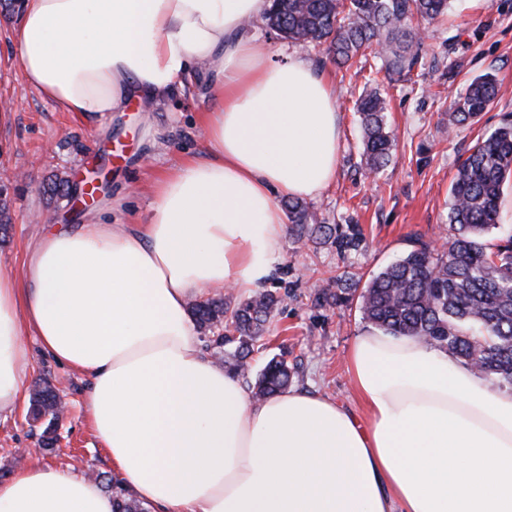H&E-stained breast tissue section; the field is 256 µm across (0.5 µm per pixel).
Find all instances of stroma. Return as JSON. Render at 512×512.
Masks as SVG:
<instances>
[{"mask_svg":"<svg viewBox=\"0 0 512 512\" xmlns=\"http://www.w3.org/2000/svg\"><path fill=\"white\" fill-rule=\"evenodd\" d=\"M14 15L0 11V168L18 173L7 193L11 217L0 230V272L21 274L26 251L48 227L70 224L69 204L51 198L45 188L65 173L84 184L109 180L108 194L128 191L115 224H132L146 214L156 179L190 157L201 154L208 109L202 79L186 96H174L153 108L104 117L95 124L58 109L25 80L12 53ZM419 59L410 78L378 80L387 101V121L395 151L387 167L371 175L359 165L360 118L356 102L381 59L363 68L337 67L324 51L307 55L327 72L336 92L341 137L336 179L304 204L327 224L360 225L362 248L343 256L334 248L295 242L285 236L280 254L282 274L269 290L285 299L284 307L256 343L249 361L259 371L267 360L284 356L295 370L293 388L317 392L361 413L347 354L356 337L372 331L359 308L362 285L394 262L414 239L447 242L448 191L458 167L481 136L512 114V0H451L442 20L418 25ZM492 74L500 85L495 103L479 121L449 126L453 103L477 76ZM352 279L353 287L337 305H318L316 286ZM30 353L26 385L51 382L67 407L59 424L61 440L53 451L38 450L41 425L26 423L27 404L0 421V482L32 463L69 469L80 475L111 474L109 459L89 422L85 377L44 353L34 336H25ZM28 456H18V449Z\"/></svg>","mask_w":512,"mask_h":512,"instance_id":"obj_1","label":"stroma"}]
</instances>
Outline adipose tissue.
Returning a JSON list of instances; mask_svg holds the SVG:
<instances>
[{"instance_id": "obj_1", "label": "adipose tissue", "mask_w": 512, "mask_h": 512, "mask_svg": "<svg viewBox=\"0 0 512 512\" xmlns=\"http://www.w3.org/2000/svg\"><path fill=\"white\" fill-rule=\"evenodd\" d=\"M269 0H23L13 54L62 111L95 121L183 93L203 66L206 143L118 229L123 194L0 273V418L24 398L32 333L87 378L95 437L153 512H512V390L412 336L366 332L348 354L364 406L306 390L267 399L205 356L189 306L279 276L287 218L336 177L341 136L325 71L246 34ZM0 512H112L97 482L33 464Z\"/></svg>"}]
</instances>
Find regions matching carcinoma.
Masks as SVG:
<instances>
[{
  "mask_svg": "<svg viewBox=\"0 0 512 512\" xmlns=\"http://www.w3.org/2000/svg\"><path fill=\"white\" fill-rule=\"evenodd\" d=\"M450 0H273L267 25L293 43L326 46L336 64L374 54L391 80L409 76L418 60L419 29L411 19L433 21L448 11ZM494 76L472 80L467 93L448 114L452 126L473 122L496 100ZM363 151L360 165L379 172L390 161L393 140L387 131L386 100L373 87L357 101ZM512 177V119L504 121L470 148L450 188L448 221L453 235L439 250L422 240L396 262L373 275L360 294L364 318L391 336H413L437 346L488 378L512 389V236L488 243L498 226L500 200ZM296 241L336 247L340 254L359 249L363 232L357 224H323L298 202L287 205ZM281 297L266 292L231 304L207 298L192 304L202 329L224 327L218 340L235 345L227 366L248 377V358L267 330ZM293 369L281 358L267 362L255 379L254 394L268 397L288 389ZM57 405L47 381L30 398L29 412L38 417ZM97 479L112 491L113 512H147L127 489L103 475Z\"/></svg>",
  "mask_w": 512,
  "mask_h": 512,
  "instance_id": "obj_1",
  "label": "carcinoma"
}]
</instances>
